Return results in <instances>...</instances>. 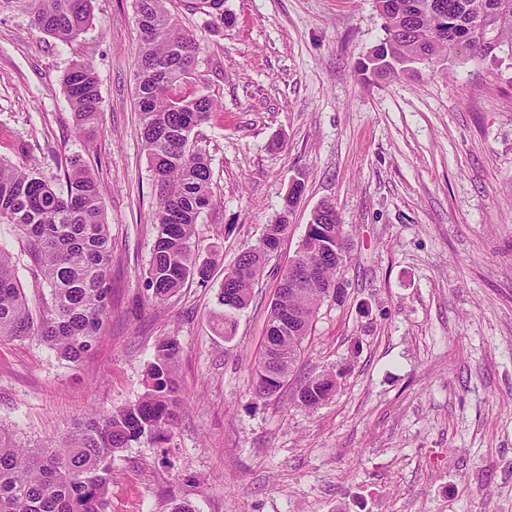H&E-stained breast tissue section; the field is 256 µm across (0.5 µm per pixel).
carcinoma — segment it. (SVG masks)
I'll return each instance as SVG.
<instances>
[{
	"instance_id": "carcinoma-1",
	"label": "carcinoma",
	"mask_w": 512,
	"mask_h": 512,
	"mask_svg": "<svg viewBox=\"0 0 512 512\" xmlns=\"http://www.w3.org/2000/svg\"><path fill=\"white\" fill-rule=\"evenodd\" d=\"M91 0H0V13L27 16L34 28L69 43L85 33ZM222 25L232 22L224 0H203ZM385 20L386 37L371 49V70L390 76L410 70L417 61L436 63L463 46L493 56L512 41V0H376ZM140 48L136 61L140 138L153 172L157 209L156 240L147 270V285L158 300L178 292L189 279L204 283L211 264L199 260L193 246L195 224L212 204L211 169L195 150L192 131L216 111L208 95H181L180 89L197 63V40L165 7V0H135ZM63 85L79 127L98 123L103 100L90 62H75ZM65 189L57 188L33 167L0 162V224L23 234L33 259L35 286L48 288L41 310L34 314L21 287L10 253L0 249V341L31 339L76 363L102 336L112 301V250L105 202L89 168L72 163L64 173ZM289 224L273 225L265 248L250 246L224 274L217 326L229 338L235 330L232 313L245 308L267 250L277 249ZM287 277L270 305L267 334L276 337L279 364L294 370L310 335L323 288L286 291ZM305 317L300 332L280 333L288 311ZM179 344L160 341L135 403L77 424L59 442L31 448L0 430V512H105L109 461L115 453L142 439L158 440L171 428L180 405L175 383ZM263 349L255 365V394L270 398L284 386L266 363ZM336 391L330 374L309 378L298 401L315 407Z\"/></svg>"
}]
</instances>
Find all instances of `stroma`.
Here are the masks:
<instances>
[{
	"instance_id": "1",
	"label": "stroma",
	"mask_w": 512,
	"mask_h": 512,
	"mask_svg": "<svg viewBox=\"0 0 512 512\" xmlns=\"http://www.w3.org/2000/svg\"><path fill=\"white\" fill-rule=\"evenodd\" d=\"M199 40L184 87L221 109L193 132L215 204L193 244L207 283L166 300L146 287L157 199L136 109L134 0H92L76 41L0 14V162L63 187L77 157L101 185L112 307L76 363L29 340L0 341V428L26 446L144 392L156 344L176 339L183 404L164 440L112 459L106 512H512V55L456 50L410 76L362 67L385 35L375 0H167ZM92 62L104 100L79 132L62 78ZM303 191L291 212L292 181ZM332 203L348 239L343 301L328 298L293 375L252 393L277 273L315 208ZM287 216L290 229L224 338V274ZM30 304L40 291L15 227L0 224ZM335 393L297 401L307 376Z\"/></svg>"
}]
</instances>
